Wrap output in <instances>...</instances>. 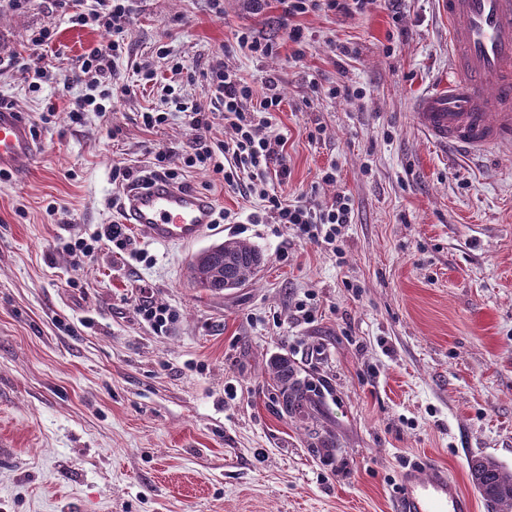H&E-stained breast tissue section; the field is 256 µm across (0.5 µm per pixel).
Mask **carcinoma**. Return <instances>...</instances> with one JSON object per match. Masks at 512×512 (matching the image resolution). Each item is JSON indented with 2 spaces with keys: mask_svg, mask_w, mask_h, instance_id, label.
I'll list each match as a JSON object with an SVG mask.
<instances>
[{
  "mask_svg": "<svg viewBox=\"0 0 512 512\" xmlns=\"http://www.w3.org/2000/svg\"><path fill=\"white\" fill-rule=\"evenodd\" d=\"M263 262L262 253L255 246L241 240H226L194 254L188 263V277L196 287L219 294L245 283ZM270 368L283 414L303 415L318 402L316 388L297 377V369L288 358L274 359ZM468 468L487 512H512V469L489 457L470 459Z\"/></svg>",
  "mask_w": 512,
  "mask_h": 512,
  "instance_id": "1",
  "label": "carcinoma"
}]
</instances>
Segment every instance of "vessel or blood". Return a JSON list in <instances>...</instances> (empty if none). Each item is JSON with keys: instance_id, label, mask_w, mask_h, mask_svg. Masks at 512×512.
<instances>
[{"instance_id": "obj_1", "label": "vessel or blood", "mask_w": 512, "mask_h": 512, "mask_svg": "<svg viewBox=\"0 0 512 512\" xmlns=\"http://www.w3.org/2000/svg\"><path fill=\"white\" fill-rule=\"evenodd\" d=\"M436 5L448 20L453 76L417 101L418 127L453 155L512 148V0ZM41 150L24 114L0 106V173L26 174ZM215 212L210 196L155 179L126 190L121 219L153 242L191 244L212 228ZM395 512H473V504L444 468L430 463L406 475Z\"/></svg>"}]
</instances>
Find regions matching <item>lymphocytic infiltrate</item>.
Wrapping results in <instances>:
<instances>
[{
  "instance_id": "f902f5d3",
  "label": "lymphocytic infiltrate",
  "mask_w": 512,
  "mask_h": 512,
  "mask_svg": "<svg viewBox=\"0 0 512 512\" xmlns=\"http://www.w3.org/2000/svg\"><path fill=\"white\" fill-rule=\"evenodd\" d=\"M130 0H94L90 14L73 13V0H54L58 9L73 14L75 23L92 18L108 35L104 44L86 53L71 77L78 83L93 79L102 86L104 96H111L113 88L120 85L117 62L129 46ZM55 44L52 28H41L31 39L28 57L0 59V66L32 75L33 79L47 77L50 71L49 56ZM202 77L205 80L214 103L222 106L224 121L232 131L228 140L211 141L210 125L206 110L199 104L178 98L176 111L189 114L195 135L184 153V165L208 171L214 179L225 186L234 188L243 178L266 180L268 174L284 178L288 166L284 147L286 135L275 127L274 114L280 111L283 98L278 91L275 78L265 82V93L256 90L245 81L237 69L230 67L224 58L213 59ZM258 197L263 212L277 224L293 226L300 235L309 240L334 243L341 226L352 221V203L347 195H336L330 202L312 205L302 201L284 202L280 196L267 188L259 189ZM107 239L117 250L128 253L137 261H146L143 250L138 249L135 240L126 233L122 225H109L104 234H93L91 238L78 237L65 245V250L74 260L91 256L95 244Z\"/></svg>"
}]
</instances>
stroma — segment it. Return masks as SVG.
<instances>
[{
    "mask_svg": "<svg viewBox=\"0 0 512 512\" xmlns=\"http://www.w3.org/2000/svg\"><path fill=\"white\" fill-rule=\"evenodd\" d=\"M131 14L123 76L163 68L159 44L193 73L228 47L255 88L276 76L288 176L272 188L287 201L345 193L352 222L332 246L247 223L257 196L184 167L187 118L143 125L165 109L160 92L115 94L108 115L71 122L88 87L68 78L107 34L48 0H0V56H27L45 26L57 48L42 91L0 69V103L42 144L31 172L0 180V512H394L402 472L429 457L486 512L469 460L512 468V151L453 157L417 126L414 100L448 76L436 0L291 18L280 0H224L220 17L210 0H132ZM242 30L274 53L236 51ZM351 84L361 98L326 93ZM159 148L182 187L240 223L189 245L135 233L147 263L104 242L73 264L63 243L117 216L113 164L149 169ZM227 239L261 249V268L219 294L193 288L189 258ZM142 284L174 311L166 332L140 316ZM278 355L321 393L308 417L276 413Z\"/></svg>",
    "mask_w": 512,
    "mask_h": 512,
    "instance_id": "1",
    "label": "stroma"
}]
</instances>
